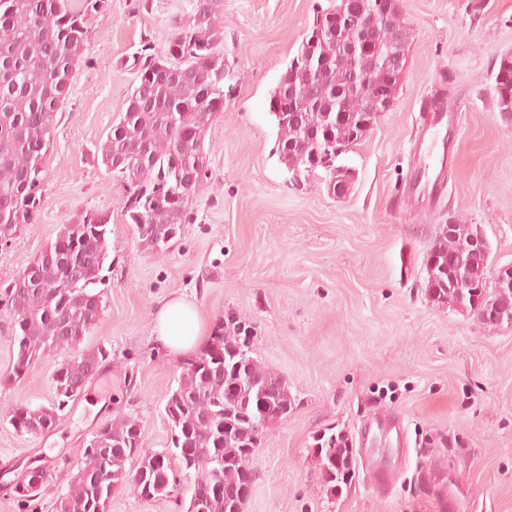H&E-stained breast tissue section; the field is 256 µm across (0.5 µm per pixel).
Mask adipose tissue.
<instances>
[{
	"label": "adipose tissue",
	"mask_w": 512,
	"mask_h": 512,
	"mask_svg": "<svg viewBox=\"0 0 512 512\" xmlns=\"http://www.w3.org/2000/svg\"><path fill=\"white\" fill-rule=\"evenodd\" d=\"M155 329L161 347L173 355L195 352L208 341L195 305L181 296L169 299L159 308Z\"/></svg>",
	"instance_id": "adipose-tissue-1"
}]
</instances>
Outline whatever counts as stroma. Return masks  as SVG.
<instances>
[{
	"label": "stroma",
	"instance_id": "obj_1",
	"mask_svg": "<svg viewBox=\"0 0 512 512\" xmlns=\"http://www.w3.org/2000/svg\"><path fill=\"white\" fill-rule=\"evenodd\" d=\"M329 0H223L224 109L205 136L208 176L190 220L164 256L144 250L125 216L126 190L96 162L128 92L142 42L166 55L172 16L189 0H106L90 18L83 61L45 159L37 223L0 241V285L62 224L112 218L104 312L81 346L106 348L84 395L48 433L16 432L9 408L45 404L61 352L0 384V512H55L78 452L103 422L137 418L144 445L168 448L165 396L182 357L160 348L154 315L194 302L205 328L227 313L256 327L253 355L287 381L292 412L258 449L245 512H512V325L488 326L427 295V252L441 224L482 232L488 267L512 266V114L494 74L512 52V0H402L409 67L389 111L344 156L349 192L317 172L293 183L274 152L268 97L297 53L314 10ZM457 116L440 194L419 192L413 169L427 140V106ZM402 422L405 439L357 447L351 487L331 493L313 454L326 429L359 439L372 414ZM50 467L49 494L23 506L6 494L17 463Z\"/></svg>",
	"mask_w": 512,
	"mask_h": 512
}]
</instances>
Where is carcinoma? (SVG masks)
<instances>
[{
	"mask_svg": "<svg viewBox=\"0 0 512 512\" xmlns=\"http://www.w3.org/2000/svg\"><path fill=\"white\" fill-rule=\"evenodd\" d=\"M344 0H330L322 16H313L308 34L329 26ZM105 0H85L83 9L69 0H0V240L40 213L44 161L51 146L56 114L69 95L73 68L83 59L88 22ZM221 0H208L205 18L198 3L188 19L172 20L166 57L143 41L133 56L137 84L128 93L125 111L99 147L101 164L126 188L125 214L143 246L154 256L168 253L187 223L188 208L199 184L184 180L188 169L203 164L207 173L205 134L214 113L224 111V25ZM343 40L359 46L355 59L339 55V44L326 37L304 40L297 55L271 89L268 110L277 125L276 153L286 167L304 163L331 177L349 173L342 156L351 150L347 127L366 106L390 95L392 84L382 72L385 48L365 42L359 30ZM372 71L375 78L345 92L350 69ZM499 109L512 107V53L501 56L494 75ZM122 168L113 169L117 158ZM106 214H79L67 222L4 289L11 317L14 352L4 381H15L33 363L54 352L69 356L53 374L54 400L20 405L8 411L21 434L34 424L60 416L74 401L70 383L85 374L87 362L110 361L103 349L83 351L84 336L103 313L96 290L111 246ZM467 224H447L427 256V293L439 304H453L456 289L448 261L470 246ZM478 308L512 305L486 269H473ZM251 325L229 315L217 320L208 343L183 361L178 386L167 393L164 411L171 424L172 449L158 452L143 445L140 422L117 416L96 435L97 452H81L80 469L69 493L57 499L56 512H108L120 481L141 473L140 497L150 501L179 494L190 483L183 512H199L197 494L218 476L223 489L210 494L205 512H244V487L255 484L253 465L267 433L292 410L288 383L252 356ZM276 389L274 408L263 402L261 388ZM322 479L332 490L350 485L357 453L352 438L339 431L314 438Z\"/></svg>",
	"mask_w": 512,
	"mask_h": 512,
	"instance_id": "carcinoma-1",
	"label": "carcinoma"
}]
</instances>
